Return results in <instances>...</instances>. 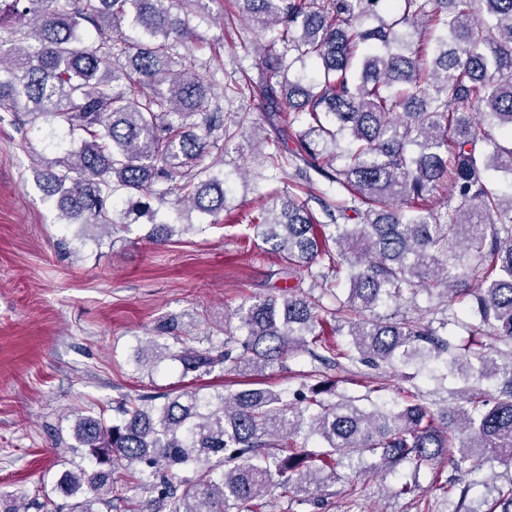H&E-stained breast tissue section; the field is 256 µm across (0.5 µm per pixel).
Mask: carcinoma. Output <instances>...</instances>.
Wrapping results in <instances>:
<instances>
[{"instance_id":"obj_1","label":"carcinoma","mask_w":512,"mask_h":512,"mask_svg":"<svg viewBox=\"0 0 512 512\" xmlns=\"http://www.w3.org/2000/svg\"><path fill=\"white\" fill-rule=\"evenodd\" d=\"M238 2L256 38V88L245 71L224 84L196 73L188 22L207 0H0V111L69 138L35 178L79 241L144 218L162 242L195 228L155 223L162 207L224 211V173L205 159L244 136L245 118L224 122L218 86L242 100L257 89L263 111L304 117L302 179L346 193L280 194L252 220L320 294L243 303L222 339L198 337L192 315L156 328L175 346L147 341L153 362H178L192 385L131 398L110 418L106 406L78 416L57 437L74 458L41 488L39 512H59L57 497L71 512H112L118 500L129 512H242L272 490L306 504L298 494L335 479L346 457L380 473L445 456L448 512H512V186L491 179L512 177V0ZM421 291L441 317L401 313ZM325 298L343 347L326 341ZM450 326L494 341L478 368ZM298 351L320 367L291 398L208 383L263 377ZM362 366L466 385L444 413L419 390L337 394L328 371ZM474 369L494 391L469 384ZM0 512L27 503L0 491Z\"/></svg>"}]
</instances>
